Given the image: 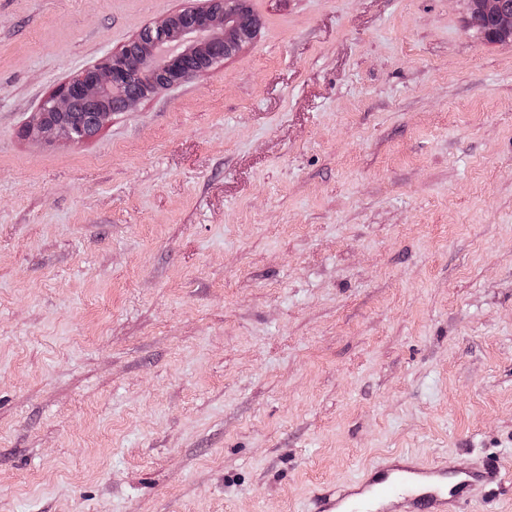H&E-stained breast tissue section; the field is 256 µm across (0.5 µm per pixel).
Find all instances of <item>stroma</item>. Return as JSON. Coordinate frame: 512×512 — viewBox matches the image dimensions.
<instances>
[{
    "mask_svg": "<svg viewBox=\"0 0 512 512\" xmlns=\"http://www.w3.org/2000/svg\"><path fill=\"white\" fill-rule=\"evenodd\" d=\"M190 0H0V512H304L408 454L504 468L512 41L466 0H249L257 38L37 141Z\"/></svg>",
    "mask_w": 512,
    "mask_h": 512,
    "instance_id": "obj_1",
    "label": "stroma"
}]
</instances>
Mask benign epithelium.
<instances>
[{"label":"benign epithelium","instance_id":"7a95c632","mask_svg":"<svg viewBox=\"0 0 512 512\" xmlns=\"http://www.w3.org/2000/svg\"><path fill=\"white\" fill-rule=\"evenodd\" d=\"M470 13L494 18L497 29L512 40V10L501 0H467ZM239 0H203L144 25L120 50L108 52L70 78L46 98L30 123L44 140L82 143L135 103L189 76L210 71L254 40L250 30L230 24Z\"/></svg>","mask_w":512,"mask_h":512}]
</instances>
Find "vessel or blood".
<instances>
[{
    "mask_svg": "<svg viewBox=\"0 0 512 512\" xmlns=\"http://www.w3.org/2000/svg\"><path fill=\"white\" fill-rule=\"evenodd\" d=\"M501 481L491 461L462 468L449 456L430 464L399 456L341 485L319 487L307 512H468L478 489Z\"/></svg>",
    "mask_w": 512,
    "mask_h": 512,
    "instance_id": "1",
    "label": "vessel or blood"
}]
</instances>
